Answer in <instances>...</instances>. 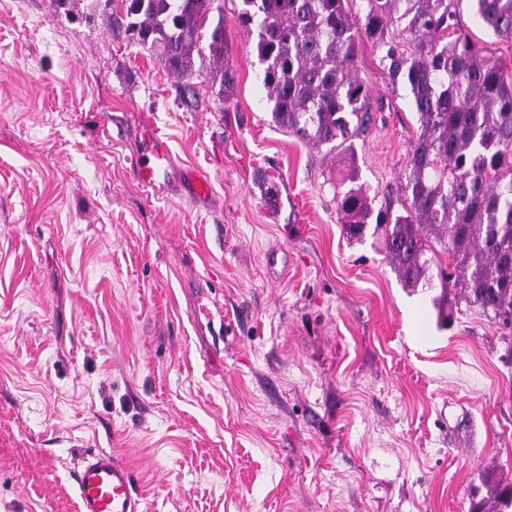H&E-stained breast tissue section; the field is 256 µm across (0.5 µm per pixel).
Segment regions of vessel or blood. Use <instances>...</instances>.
I'll return each instance as SVG.
<instances>
[{
	"label": "vessel or blood",
	"mask_w": 512,
	"mask_h": 512,
	"mask_svg": "<svg viewBox=\"0 0 512 512\" xmlns=\"http://www.w3.org/2000/svg\"><path fill=\"white\" fill-rule=\"evenodd\" d=\"M141 143L135 158L136 176L143 188L156 193L169 182L171 151L150 129L144 131ZM133 484L131 469L111 454L100 452L90 456L75 475L79 512H140Z\"/></svg>",
	"instance_id": "b4317fda"
}]
</instances>
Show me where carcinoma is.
Here are the masks:
<instances>
[{
    "instance_id": "1",
    "label": "carcinoma",
    "mask_w": 512,
    "mask_h": 512,
    "mask_svg": "<svg viewBox=\"0 0 512 512\" xmlns=\"http://www.w3.org/2000/svg\"><path fill=\"white\" fill-rule=\"evenodd\" d=\"M116 26L132 42L161 50L165 71H206L218 98L233 90L224 20L209 25L214 0H112ZM496 38L512 39V0H471ZM238 23L254 42L276 124L315 146L354 157L369 127V88L358 76L371 44L392 85L403 83L418 116L402 190L406 205L375 207L352 168L336 181V213L359 241L369 225L407 288L440 287L512 326V78L460 28V0H242ZM209 33H204L206 27ZM448 265L434 261V245ZM486 496L471 512L512 509V484L479 476Z\"/></svg>"
}]
</instances>
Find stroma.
<instances>
[{"label":"stroma","mask_w":512,"mask_h":512,"mask_svg":"<svg viewBox=\"0 0 512 512\" xmlns=\"http://www.w3.org/2000/svg\"><path fill=\"white\" fill-rule=\"evenodd\" d=\"M89 4L0 0V512H79L101 451L142 512H470L480 474L512 481L499 324L454 298L440 321L380 240L347 239L341 153L274 122L242 0H217L221 101ZM459 15L512 73V40ZM357 65L354 167L397 210L417 115L371 45ZM145 123L176 163L159 198L131 171Z\"/></svg>","instance_id":"35a3bbf8"}]
</instances>
